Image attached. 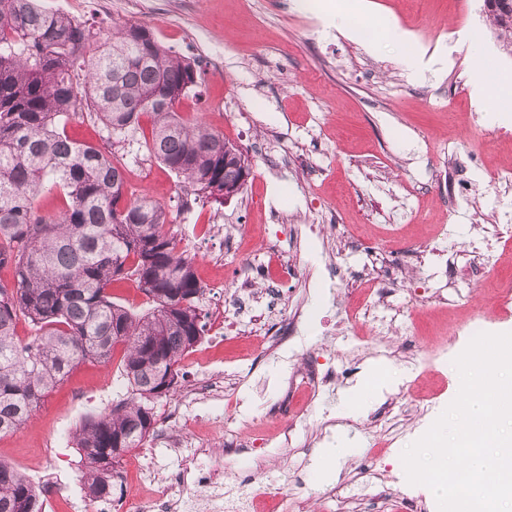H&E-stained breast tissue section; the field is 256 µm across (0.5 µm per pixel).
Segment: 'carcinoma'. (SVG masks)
<instances>
[{
    "label": "carcinoma",
    "instance_id": "1",
    "mask_svg": "<svg viewBox=\"0 0 512 512\" xmlns=\"http://www.w3.org/2000/svg\"><path fill=\"white\" fill-rule=\"evenodd\" d=\"M489 18L512 55V8ZM201 84L198 63L146 23L106 32L38 0H0V269L12 274L0 281V436L17 432L78 364L107 363L121 349L127 397L74 435L94 499L112 494L117 457L154 433L157 372L177 374L205 329L193 259L165 231L166 206L128 190L125 156L145 147L195 202L222 204L244 189L229 155L236 145L178 111ZM82 115L100 123L103 144L69 139L67 122ZM54 189L64 204L46 217L38 199ZM126 281L153 296L151 309L112 299L109 289ZM0 512H44L35 485L2 461Z\"/></svg>",
    "mask_w": 512,
    "mask_h": 512
}]
</instances>
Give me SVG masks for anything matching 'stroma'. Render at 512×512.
I'll return each instance as SVG.
<instances>
[{
  "label": "stroma",
  "mask_w": 512,
  "mask_h": 512,
  "mask_svg": "<svg viewBox=\"0 0 512 512\" xmlns=\"http://www.w3.org/2000/svg\"><path fill=\"white\" fill-rule=\"evenodd\" d=\"M361 30L325 15L327 0H40L43 8L105 23H149L159 40L198 59L201 92L183 99L246 149L252 173L229 202L185 203L170 171L133 150L129 187L169 210V233L195 260L224 272L205 289V333L179 363L174 393L152 403L170 418L180 447L149 437L126 452L113 503L204 460L215 442L252 446L224 469V494L250 483L287 486L288 512H335L366 481L391 489L386 512H438L432 491L409 485L401 460L459 391L452 360L467 346L470 307L485 304L465 273L472 240L497 244L499 273L512 278V112L494 113L512 85V55L492 35L483 0H360ZM408 32L392 39L393 29ZM422 57L409 69L405 60ZM423 249L395 274L374 321L350 326L368 300L365 281L392 265L397 248ZM463 273L450 283L446 270ZM289 270L287 283L268 282ZM297 334L271 344L280 314ZM415 324L422 348H446L432 364L392 356ZM353 359L357 373L313 402L295 396L282 423L266 412L302 370ZM382 371L371 396L362 380ZM126 382L117 361L80 364L17 433L0 436V460L54 489L45 512L87 501L73 433L110 411ZM400 408L397 430L376 419Z\"/></svg>",
  "instance_id": "1"
}]
</instances>
